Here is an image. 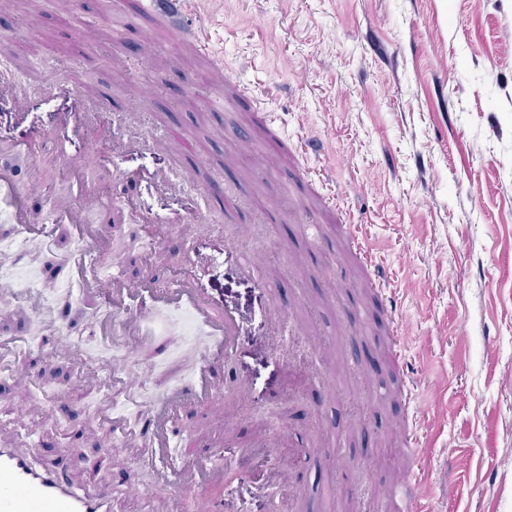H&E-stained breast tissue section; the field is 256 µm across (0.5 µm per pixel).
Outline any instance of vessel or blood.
<instances>
[{
  "mask_svg": "<svg viewBox=\"0 0 512 512\" xmlns=\"http://www.w3.org/2000/svg\"><path fill=\"white\" fill-rule=\"evenodd\" d=\"M188 0H143L142 9L150 19L140 31L142 61L168 52L188 40L190 32L176 25L175 20ZM41 180L31 179L20 186L9 170L0 168V219L22 225L23 253L46 245L49 229L28 222V202L44 196ZM93 194H85L79 203L62 211L60 220L71 224L80 240L93 239L92 229L85 225L82 214L99 206ZM55 277L70 286L92 291L102 305L121 316L120 326L131 341L151 335L153 325L149 311L165 309L188 316L201 345L192 356L190 372L171 390L155 398L147 407V418L140 430L130 431V438L147 434L151 450L144 456L145 465L155 471L153 482L144 484L125 481L123 493L130 499H165L176 485L192 484L205 487L220 481L221 468L214 466L209 455L184 456L173 442L169 431L177 410L185 404L218 401L224 362L234 348L237 323L227 313L217 312L195 284L191 271H183L168 287L160 288L152 276L131 283L120 277L105 275L94 264L77 259L70 265L57 267ZM116 378L129 396H137L145 387L146 372L129 366ZM39 447L12 448L0 446V512H112V489L95 480L81 479L84 462L79 449H71L64 462L54 468L37 465ZM422 475L413 471L399 484L382 490L381 499L387 512H419L418 492Z\"/></svg>",
  "mask_w": 512,
  "mask_h": 512,
  "instance_id": "obj_1",
  "label": "vessel or blood"
}]
</instances>
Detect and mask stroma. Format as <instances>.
Segmentation results:
<instances>
[{
	"label": "stroma",
	"mask_w": 512,
	"mask_h": 512,
	"mask_svg": "<svg viewBox=\"0 0 512 512\" xmlns=\"http://www.w3.org/2000/svg\"><path fill=\"white\" fill-rule=\"evenodd\" d=\"M135 3L14 0L0 13L10 57L0 82L22 78L25 97L21 108L0 97V166L51 189L30 208L50 242L27 264L84 250L108 274H149L160 286L188 268L216 309L238 313L220 404L181 418L230 460L205 491L217 512H383L374 487L412 470L425 512H512V0H194L189 24L206 51L185 45L151 69L122 26ZM210 52L251 85L259 110L215 107L224 90L210 80ZM44 64L60 70V90L38 82ZM146 86L143 111L123 116ZM142 122L190 132L209 158L195 187L163 148L124 150ZM88 186L115 217L88 213L99 230L89 245L49 222L57 201ZM339 190L348 223L311 244V213ZM183 212L207 228L173 223ZM239 234L240 248L225 250ZM256 244L270 260L263 288L241 273ZM375 275L386 283L380 301ZM62 305L83 326L68 353L52 347ZM280 306L297 323L277 344L268 327ZM105 315L65 285L0 277V442L47 446L51 467L79 426L84 456L117 489L115 512H188L193 489L167 500L120 494L151 473L128 441L138 410L112 380L138 365L156 396L186 374L182 353L125 347L120 327L102 329ZM396 321L414 407L393 379ZM18 368L35 376L24 397L11 387ZM270 431L282 444L268 451Z\"/></svg>",
	"instance_id": "stroma-1"
}]
</instances>
